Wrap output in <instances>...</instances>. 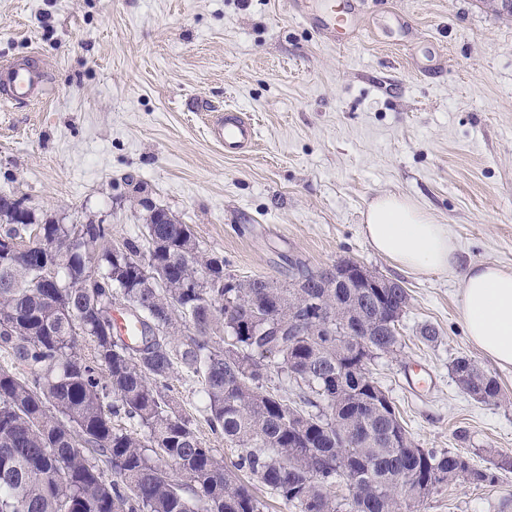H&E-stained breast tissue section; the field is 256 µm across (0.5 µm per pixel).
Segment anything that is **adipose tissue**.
I'll use <instances>...</instances> for the list:
<instances>
[{
    "mask_svg": "<svg viewBox=\"0 0 512 512\" xmlns=\"http://www.w3.org/2000/svg\"><path fill=\"white\" fill-rule=\"evenodd\" d=\"M362 233L398 269L426 276L460 269L461 316L467 335L486 356L512 367V269L473 262L459 268L457 245L414 199L398 194L374 198L363 213Z\"/></svg>",
    "mask_w": 512,
    "mask_h": 512,
    "instance_id": "obj_1",
    "label": "adipose tissue"
}]
</instances>
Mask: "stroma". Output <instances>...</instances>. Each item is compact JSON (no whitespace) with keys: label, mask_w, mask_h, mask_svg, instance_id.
<instances>
[{"label":"stroma","mask_w":512,"mask_h":512,"mask_svg":"<svg viewBox=\"0 0 512 512\" xmlns=\"http://www.w3.org/2000/svg\"><path fill=\"white\" fill-rule=\"evenodd\" d=\"M288 0H0V60L46 72L43 100L0 103V190L42 218L139 233L146 198L191 225L237 279L284 284L288 260L343 258L411 295L402 347L371 370L419 447L476 467L512 457V367L468 340L459 273L416 277L376 254L361 213L376 196L414 198L448 225L462 264L512 268V16L484 0H362L346 45ZM240 112L255 147L225 154L208 131ZM438 328L424 342L423 325ZM495 376L502 401L463 393L450 363ZM179 410L232 464L201 413L198 382L171 379ZM421 512H512V471L437 488Z\"/></svg>","instance_id":"1"}]
</instances>
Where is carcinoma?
<instances>
[{
	"instance_id": "carcinoma-1",
	"label": "carcinoma",
	"mask_w": 512,
	"mask_h": 512,
	"mask_svg": "<svg viewBox=\"0 0 512 512\" xmlns=\"http://www.w3.org/2000/svg\"><path fill=\"white\" fill-rule=\"evenodd\" d=\"M33 231L23 248L0 245V512H263L255 482L289 512H399L409 484L497 480L413 445L373 377L401 341L365 332L379 309L407 307L400 282L380 297L351 259L338 288L291 260L286 285L238 280L172 216L112 245L105 224ZM78 232L100 250L72 243ZM117 305L137 325L131 342L105 317ZM179 371L200 383L211 432L237 446L232 466L177 410ZM451 372L499 403L475 360ZM341 483L354 493L338 500Z\"/></svg>"
}]
</instances>
